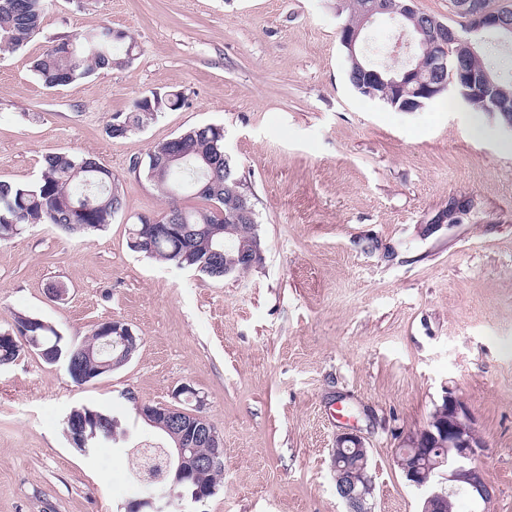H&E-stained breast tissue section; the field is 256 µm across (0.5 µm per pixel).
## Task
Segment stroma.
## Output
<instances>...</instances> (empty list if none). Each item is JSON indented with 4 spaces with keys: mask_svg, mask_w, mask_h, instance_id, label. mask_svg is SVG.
Wrapping results in <instances>:
<instances>
[{
    "mask_svg": "<svg viewBox=\"0 0 512 512\" xmlns=\"http://www.w3.org/2000/svg\"><path fill=\"white\" fill-rule=\"evenodd\" d=\"M345 0H49L39 32L0 51V181L35 182L45 155L96 158L121 184L111 224L84 235L36 224L0 241V330L16 315L76 344L118 319L138 338L122 367L73 383L21 351L0 367V512H127L149 488L133 449L166 444L134 401L173 404L194 388L224 440L213 496L183 512H347L331 450L360 428L374 512H421L394 463L446 390L470 409L495 496L512 512V128L441 97L405 112L357 93L339 42ZM109 27L135 43L128 64L57 88L33 71L47 46ZM393 20L364 55L397 68ZM183 107L127 136L113 116L152 93ZM218 125L245 178L263 241L247 274L211 279L127 245L139 216L177 204L140 161ZM456 223L422 229L448 207ZM63 289L61 298L52 289ZM109 409L126 434L83 454L65 420Z\"/></svg>",
    "mask_w": 512,
    "mask_h": 512,
    "instance_id": "35a3bbf8",
    "label": "stroma"
}]
</instances>
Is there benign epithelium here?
I'll use <instances>...</instances> for the list:
<instances>
[{
    "mask_svg": "<svg viewBox=\"0 0 512 512\" xmlns=\"http://www.w3.org/2000/svg\"><path fill=\"white\" fill-rule=\"evenodd\" d=\"M452 12L465 16V45L474 50L472 41L487 32H497L512 37V13L484 9L477 0H450ZM400 14L410 21L405 28L413 41L424 33L425 15L417 6V0H402ZM388 15L383 0H370L359 24L355 27L343 26L340 29V44L352 60H357L363 32L377 20ZM460 39L458 33L448 28L434 34L427 45L430 71L437 75L449 74L446 79L422 81L418 73L422 60L414 57L398 69L371 68L363 71L368 82L386 84L397 94L409 93L418 96L416 100H402L403 110L414 111L424 105V100L442 96L452 91L465 102L474 98L490 99L493 108L504 112L507 125L512 128V113L506 111L507 103L494 95L495 81L491 73L473 67L464 69L453 67L448 60V45ZM413 90H407L409 84ZM224 190L239 196L240 209L236 221H254V207L249 191L243 182L237 181ZM262 250L258 241L250 246L242 245L239 250V263L242 266L257 264ZM134 337L131 328L120 320L112 321V329L104 337L105 343L117 349L127 345ZM438 414L429 420L427 426L408 435L402 447L396 449L394 463L407 484L424 491L422 512H446L448 495L465 491L476 502L489 507L493 498L492 487L479 462L485 445L478 437L474 419L468 406L453 391L446 392L442 403L436 407ZM138 414L152 422L159 418L169 426V433L175 438L176 446L169 453V471L173 476L170 489L156 497L133 501L128 509L132 512H166L175 497V484L188 479L200 471H213L224 468V441L209 420L201 413L187 412L177 406H158L149 403L138 404ZM101 414L90 411L81 419L69 423L67 435L82 453H89L98 436ZM205 443L210 448L206 455L197 452L196 445ZM455 454L461 464L448 466V455ZM333 475L337 495L344 501L348 512H373L374 478L369 469V448L362 433L348 429L336 435V448L332 449ZM441 476L438 482H429L430 476Z\"/></svg>",
    "mask_w": 512,
    "mask_h": 512,
    "instance_id": "benign-epithelium-1",
    "label": "benign epithelium"
}]
</instances>
